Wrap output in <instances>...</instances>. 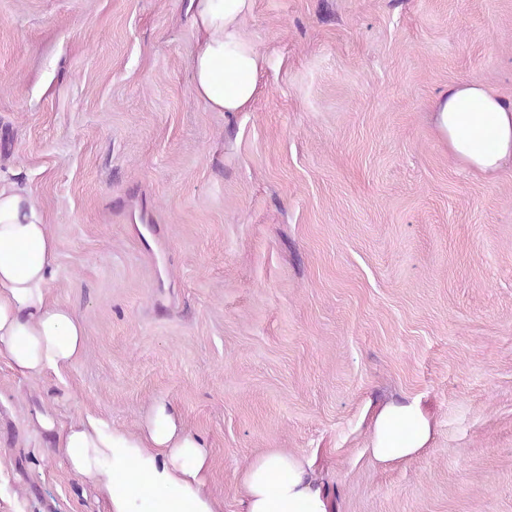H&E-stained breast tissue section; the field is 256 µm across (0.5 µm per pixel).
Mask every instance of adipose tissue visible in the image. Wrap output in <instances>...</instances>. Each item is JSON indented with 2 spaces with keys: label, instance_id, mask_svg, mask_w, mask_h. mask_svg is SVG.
Wrapping results in <instances>:
<instances>
[{
  "label": "adipose tissue",
  "instance_id": "obj_1",
  "mask_svg": "<svg viewBox=\"0 0 512 512\" xmlns=\"http://www.w3.org/2000/svg\"><path fill=\"white\" fill-rule=\"evenodd\" d=\"M256 0H190L197 40L192 61L195 99L216 112H246L262 92L266 60L245 31ZM432 111L450 156L491 175L512 161V101L467 79L449 86ZM57 240L34 197L0 179V356L29 378L61 375L85 354L87 330L61 299L52 297ZM58 457L102 492L107 512H221L207 489L204 441L180 431L171 407L154 412L145 432L86 415L57 430L36 415ZM432 425L414 402H392L373 418L370 452L381 464L419 456ZM243 512H334V504L302 456L270 450L241 476Z\"/></svg>",
  "mask_w": 512,
  "mask_h": 512
}]
</instances>
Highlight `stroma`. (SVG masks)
Returning a JSON list of instances; mask_svg holds the SVG:
<instances>
[{"mask_svg":"<svg viewBox=\"0 0 512 512\" xmlns=\"http://www.w3.org/2000/svg\"><path fill=\"white\" fill-rule=\"evenodd\" d=\"M248 112L194 98L190 0H0V177L41 204L61 376L0 357V512H105L35 430L138 432L159 401L240 512L258 454L310 460L335 512H512V165L456 163L432 103L512 100V0H256ZM418 401L413 461L369 451ZM432 437L429 418L415 402H392L373 418L370 452L381 464L411 461L419 456Z\"/></svg>","mask_w":512,"mask_h":512,"instance_id":"stroma-1","label":"stroma"}]
</instances>
